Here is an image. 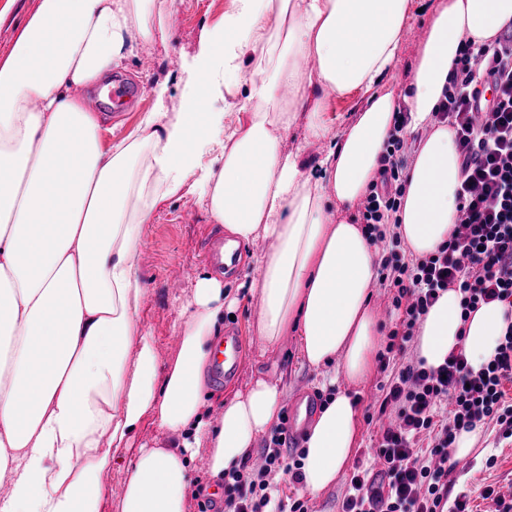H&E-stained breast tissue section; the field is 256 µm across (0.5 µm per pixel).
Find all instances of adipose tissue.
<instances>
[{
  "label": "adipose tissue",
  "mask_w": 512,
  "mask_h": 512,
  "mask_svg": "<svg viewBox=\"0 0 512 512\" xmlns=\"http://www.w3.org/2000/svg\"><path fill=\"white\" fill-rule=\"evenodd\" d=\"M170 0H38L0 52V512H99L101 477L145 418L170 436L142 445L124 471L121 512H187L197 448L223 480L280 422L283 388L257 378L213 403L203 373L224 325L223 283L200 277L183 310L179 353L166 370L139 312L146 224L158 206L196 192L234 243L271 242L251 291L268 347L294 333L304 363H338L352 384L374 368L378 317L370 305L377 254L351 209L376 181L398 105L381 84L402 51L413 0H232L179 77L155 82L154 110L120 141H102L85 90L137 49L167 42ZM512 23V0H442L405 98L423 130L396 214L411 254L453 229L459 158L434 113L466 41H492ZM314 62L313 69L302 60ZM231 77L242 100L207 112L203 96ZM367 94L366 106L319 159L311 181L282 133L304 122L325 138L324 89ZM218 158L203 163L210 144ZM441 292L420 321L425 367L463 350L472 369L493 360L512 314L498 302L463 315ZM359 430L351 395L332 396L311 423L301 485H334Z\"/></svg>",
  "instance_id": "1"
}]
</instances>
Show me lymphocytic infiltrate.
<instances>
[{"instance_id": "f902f5d3", "label": "lymphocytic infiltrate", "mask_w": 512, "mask_h": 512, "mask_svg": "<svg viewBox=\"0 0 512 512\" xmlns=\"http://www.w3.org/2000/svg\"><path fill=\"white\" fill-rule=\"evenodd\" d=\"M436 119L455 132L460 160L455 227L447 242L429 256L380 268L378 283L394 290L392 305L402 309L399 342L389 343L382 367L403 357L413 329L440 292L458 290L463 309L501 302L512 308V23L494 44L469 47L454 64ZM492 117L481 121L477 106ZM420 135L398 111L381 158L379 182L364 202L363 219L372 245L384 253L402 246L397 232L383 231L400 207L405 159ZM512 327L497 354L473 371L464 353L450 354L436 368L401 367L389 383L379 413L394 409L397 422L383 428L373 450L379 470L355 465L347 479L341 512H468L467 494L448 496L456 462L450 448L456 432L487 422L512 437ZM427 446H420V438ZM287 423H280L261 451L260 464L243 462L224 486V512H310L307 499L275 497V471L300 478V460L290 448Z\"/></svg>"}]
</instances>
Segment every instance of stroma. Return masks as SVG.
<instances>
[{"instance_id":"1","label":"stroma","mask_w":512,"mask_h":512,"mask_svg":"<svg viewBox=\"0 0 512 512\" xmlns=\"http://www.w3.org/2000/svg\"><path fill=\"white\" fill-rule=\"evenodd\" d=\"M230 8L231 0H173L172 11L181 15L183 22L172 30L168 44L140 49L120 70L121 75L131 78L146 92L143 108L109 111L96 89L88 90L89 105L104 117L106 141L121 139L134 128L143 112L153 110L155 100L149 95L152 84L178 76L202 34L223 24L224 14ZM428 24V13L416 12L404 27L403 52L385 80L386 90L391 91L396 100H403L408 92L412 66L422 50ZM146 57L152 61L147 71L142 68ZM209 228L208 217L194 193L160 207L153 224L145 228L139 273L146 295L140 315L156 341L160 367L175 361L179 346L172 343L171 338L177 333L182 306L190 297L197 278L210 269L199 252L200 236ZM269 247V240L264 238L242 245L240 272L223 279L225 288L239 299L233 318L225 320L224 327L243 336V359L234 383L223 385L210 380L206 386L214 395L229 398L236 392L246 391L253 378L262 376L282 383L292 399L330 387L349 391L358 398V413L363 417L353 456L363 458L374 445L378 431L377 425L365 422L364 417L376 402L380 385L387 383L392 372L377 367L364 382L350 386L335 365L315 370L304 364L297 354L295 336H286L279 348L263 350L256 330L260 303L256 294L250 292L249 285L257 274L256 257ZM490 457L495 460L491 466L486 463ZM453 479L450 493L454 496L486 485L512 486V438L502 439L494 425H480L475 449L468 457L460 459Z\"/></svg>"}]
</instances>
